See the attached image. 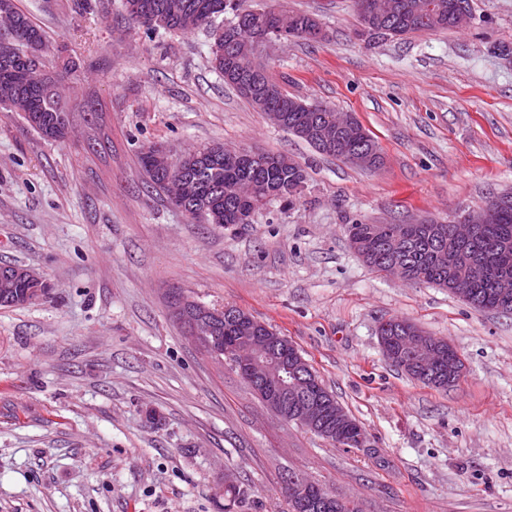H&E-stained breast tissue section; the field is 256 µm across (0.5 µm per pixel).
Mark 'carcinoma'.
Wrapping results in <instances>:
<instances>
[{
	"instance_id": "obj_1",
	"label": "carcinoma",
	"mask_w": 512,
	"mask_h": 512,
	"mask_svg": "<svg viewBox=\"0 0 512 512\" xmlns=\"http://www.w3.org/2000/svg\"><path fill=\"white\" fill-rule=\"evenodd\" d=\"M412 0H388L390 21L376 25L378 37L404 38L453 28L448 6L456 0H437L439 12L425 22L412 18L406 5ZM10 13L4 17L8 27L0 31V107L16 113L23 123L45 140L64 141L70 133V115L63 107L60 94L49 78L38 81L31 77L32 58H46L48 45L45 33L15 4L0 0V9ZM123 9L130 23L148 31L159 28L176 33L197 29L210 32L211 64L224 76V83L233 87L254 109L283 130L314 145L312 139L299 131L298 119L305 112L328 114L332 108L308 102L288 92L266 68L259 75L249 72L253 38L268 34L282 39L317 40L311 33L316 18L303 12L286 10L276 5L260 8L245 6V0H123ZM232 15L226 25L216 24L224 15ZM383 161L378 143L360 120L348 138L345 154L325 152L346 163L366 148ZM201 151H186L174 164L149 144L140 149L137 162L150 186L165 194L187 191L200 202L203 213L197 220L204 224H236L242 217L269 203L267 190L280 189L279 199L291 203L300 197L307 175L302 165L283 155L246 151L233 159L224 158L222 144L204 146ZM247 182L254 188L250 196L224 199V183ZM494 223L486 225L480 235L464 248V255L479 266L480 273L471 279L470 304L482 311L512 312V299L503 300L492 288L495 273L506 268L512 271V196L495 197ZM435 232L429 224H366L347 225L350 244L358 246L357 254L369 266L379 270L386 259V242L394 230L401 231L405 250L403 257L414 283L448 287V271L439 264L438 252L448 247V225ZM415 324L407 319L392 318L381 335L391 339L387 351L399 349L397 338ZM247 489L232 480L224 482V512L245 500Z\"/></svg>"
}]
</instances>
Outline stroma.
I'll return each instance as SVG.
<instances>
[{
	"label": "stroma",
	"mask_w": 512,
	"mask_h": 512,
	"mask_svg": "<svg viewBox=\"0 0 512 512\" xmlns=\"http://www.w3.org/2000/svg\"><path fill=\"white\" fill-rule=\"evenodd\" d=\"M46 33L73 132L46 141L0 108V263L51 284L0 307V512H286L289 474L363 512H512V315L381 273L355 222L441 220L512 192V0H473L465 29L361 33L356 0H280L318 42L260 62L289 93L355 113L384 164L364 170L271 124L210 64L205 30L129 24L122 0H16ZM110 148L94 151L95 131ZM219 142L307 172L295 205L203 224L151 188L142 146ZM233 306L287 336L366 432L336 448L268 410L207 358L174 295ZM406 318L466 366L425 386L392 366L380 322Z\"/></svg>",
	"instance_id": "obj_1"
}]
</instances>
